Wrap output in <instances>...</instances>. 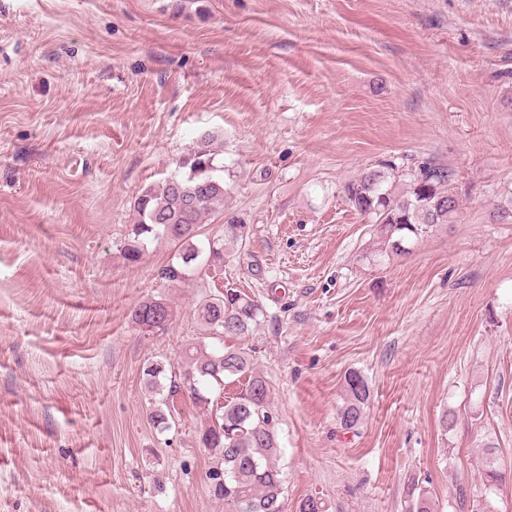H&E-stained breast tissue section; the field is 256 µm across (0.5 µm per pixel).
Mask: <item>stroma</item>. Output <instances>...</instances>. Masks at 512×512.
I'll list each match as a JSON object with an SVG mask.
<instances>
[{"mask_svg":"<svg viewBox=\"0 0 512 512\" xmlns=\"http://www.w3.org/2000/svg\"><path fill=\"white\" fill-rule=\"evenodd\" d=\"M224 167L242 254L181 283L153 244L121 252L147 187ZM448 167L453 223L385 253L343 187L363 171ZM512 0H0V512H224L179 399L158 432L144 363L178 364L196 310L240 290L243 345L271 381L285 512H512ZM175 316L147 335L137 303ZM371 397L339 427L345 374ZM450 424H443V417ZM504 475L487 489L485 473ZM174 317L173 306L162 298H148L136 305L131 313V321L143 332H164Z\"/></svg>","mask_w":512,"mask_h":512,"instance_id":"obj_1","label":"stroma"}]
</instances>
